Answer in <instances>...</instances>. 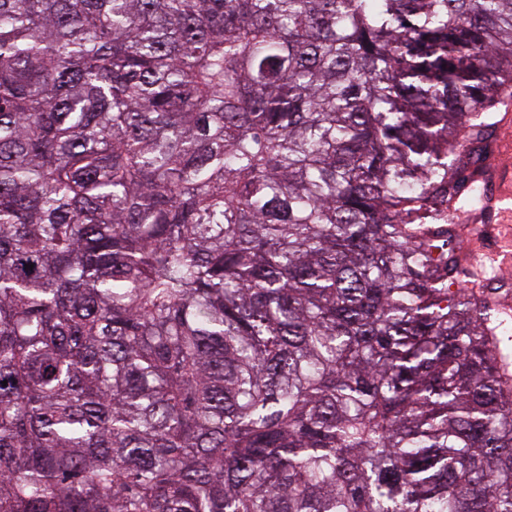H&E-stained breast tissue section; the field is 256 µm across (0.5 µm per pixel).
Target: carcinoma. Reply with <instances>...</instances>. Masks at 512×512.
Segmentation results:
<instances>
[{"instance_id":"cac0c4a2","label":"carcinoma","mask_w":512,"mask_h":512,"mask_svg":"<svg viewBox=\"0 0 512 512\" xmlns=\"http://www.w3.org/2000/svg\"><path fill=\"white\" fill-rule=\"evenodd\" d=\"M508 85L512 0H0V512H512ZM496 151L499 156H510L512 154V128L510 122L499 126ZM501 162L498 158L497 164L505 168L500 169L498 176L494 180H489V177L497 169L496 164H494V169L489 174L487 183L491 186V192L485 195V201L487 203V211L492 213L493 223L498 224L496 227L501 231L499 238L502 242H505L504 231L507 228V224H510L512 220L511 208L505 205V201L509 200L512 194V155L510 159L502 158ZM494 224H477L486 225L490 231L485 240L487 248H492L497 244L496 239L493 237V232H491Z\"/></svg>"}]
</instances>
